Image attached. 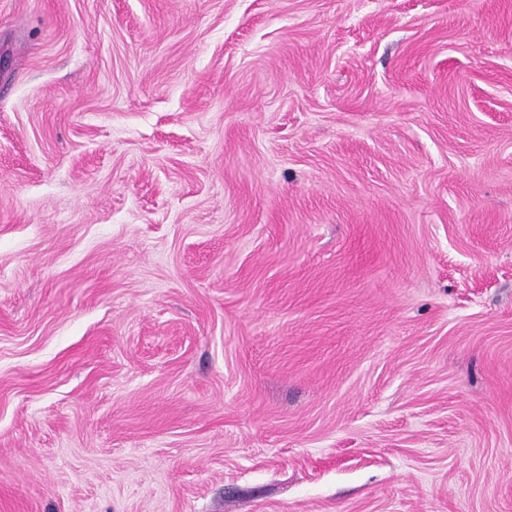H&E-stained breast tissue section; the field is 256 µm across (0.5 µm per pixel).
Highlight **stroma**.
Segmentation results:
<instances>
[{
  "mask_svg": "<svg viewBox=\"0 0 512 512\" xmlns=\"http://www.w3.org/2000/svg\"><path fill=\"white\" fill-rule=\"evenodd\" d=\"M0 512H512V0H0Z\"/></svg>",
  "mask_w": 512,
  "mask_h": 512,
  "instance_id": "stroma-1",
  "label": "stroma"
}]
</instances>
